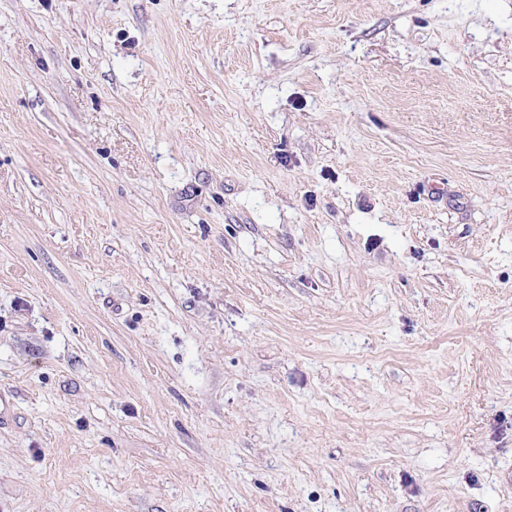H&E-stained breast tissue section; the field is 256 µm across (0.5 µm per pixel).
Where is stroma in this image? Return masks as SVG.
I'll use <instances>...</instances> for the list:
<instances>
[{
    "mask_svg": "<svg viewBox=\"0 0 512 512\" xmlns=\"http://www.w3.org/2000/svg\"><path fill=\"white\" fill-rule=\"evenodd\" d=\"M0 512H512V0H0Z\"/></svg>",
    "mask_w": 512,
    "mask_h": 512,
    "instance_id": "35a3bbf8",
    "label": "stroma"
}]
</instances>
